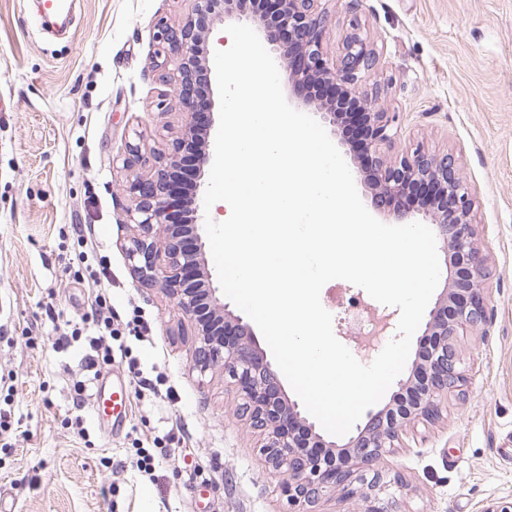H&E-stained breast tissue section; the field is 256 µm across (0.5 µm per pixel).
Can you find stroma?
<instances>
[{
	"instance_id": "stroma-1",
	"label": "stroma",
	"mask_w": 512,
	"mask_h": 512,
	"mask_svg": "<svg viewBox=\"0 0 512 512\" xmlns=\"http://www.w3.org/2000/svg\"><path fill=\"white\" fill-rule=\"evenodd\" d=\"M49 33L35 0H0V499L14 512H285L260 432L239 416L223 368L199 373L181 313L141 286L123 247V158L166 147L183 115L156 108L153 26L189 0H71ZM324 49L352 25L378 63L362 90L397 116L390 162L423 146L452 155L474 199L491 320L454 338L469 382L441 419L419 421L381 462L393 512H485L512 501V0H326ZM98 245L128 351L107 371L127 417L97 426L86 341L59 334L91 316L77 278L79 232ZM149 457L151 469L136 463Z\"/></svg>"
}]
</instances>
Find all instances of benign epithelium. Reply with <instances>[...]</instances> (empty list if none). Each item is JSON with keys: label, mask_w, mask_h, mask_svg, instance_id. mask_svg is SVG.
Here are the masks:
<instances>
[{"label": "benign epithelium", "mask_w": 512, "mask_h": 512, "mask_svg": "<svg viewBox=\"0 0 512 512\" xmlns=\"http://www.w3.org/2000/svg\"><path fill=\"white\" fill-rule=\"evenodd\" d=\"M192 12L172 25L155 24L153 39L166 50L163 61H154L159 80L172 88V97L186 119L170 150L154 154L147 172L137 170L146 162L141 150L131 145L123 168L135 172L129 183L133 206L127 223L137 233L125 254L138 283L156 287L174 301L193 327L194 368L204 374L216 365L237 387L241 416L265 435L260 451L265 462L284 476L285 512H315L319 500L340 492L357 493L354 484L367 488L362 512H390L370 492L384 488L380 462L408 424L435 421L442 415V401L449 395L465 396L467 379L459 367L453 337L458 330H478L490 313L486 257L472 222L473 199L455 161L448 155L431 154L419 147L411 155L388 163L379 146L392 140L396 116L379 112L365 103L360 86L374 68L376 54L353 24L340 55L328 60L323 54L326 12L320 0H276V20H264L259 0H192ZM248 21L263 34L270 50L286 61L288 79L300 89L320 83L340 89L369 117L364 151L374 155L364 175L376 201L388 204L401 198L404 187L415 182L430 188L434 200L418 207L431 218L453 259L454 276L429 311L423 346L415 353L414 367L423 384L412 400L403 393L367 416L357 434L328 440L302 415L298 403L288 399L272 363L264 356L249 324L216 296L211 273L204 260V243L197 232L195 197L179 195L173 184L177 164L195 152L196 176L203 175L211 155L205 135L214 100L198 90L197 78L206 68L203 46L214 21Z\"/></svg>", "instance_id": "benign-epithelium-1"}]
</instances>
